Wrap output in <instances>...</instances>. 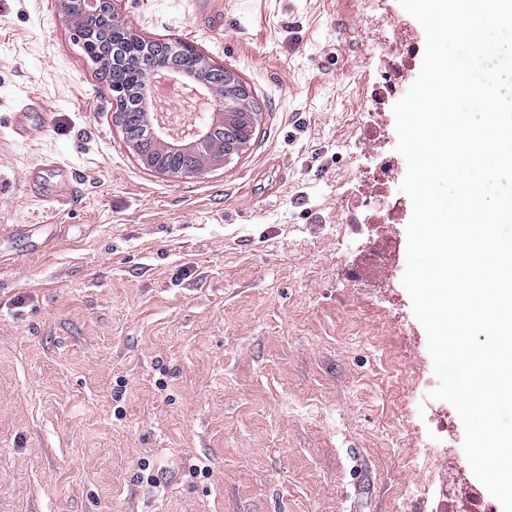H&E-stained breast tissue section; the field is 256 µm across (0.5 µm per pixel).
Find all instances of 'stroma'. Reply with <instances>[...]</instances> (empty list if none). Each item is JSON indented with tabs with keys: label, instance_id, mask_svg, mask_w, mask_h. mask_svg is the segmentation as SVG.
<instances>
[{
	"label": "stroma",
	"instance_id": "stroma-1",
	"mask_svg": "<svg viewBox=\"0 0 512 512\" xmlns=\"http://www.w3.org/2000/svg\"><path fill=\"white\" fill-rule=\"evenodd\" d=\"M117 8L234 71L258 127L205 174L150 171L59 0H0V226L62 227L0 238V512H468L473 491L503 512L430 396L406 255L376 259L412 203L378 222L407 168L373 179L398 136L370 91L421 24L399 0ZM48 156L41 181L71 188L52 199L27 184Z\"/></svg>",
	"mask_w": 512,
	"mask_h": 512
}]
</instances>
